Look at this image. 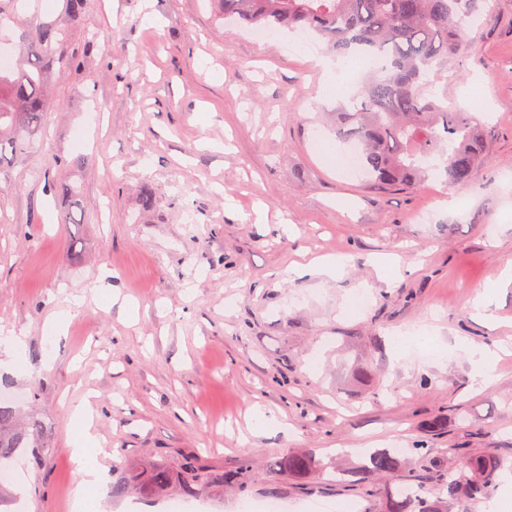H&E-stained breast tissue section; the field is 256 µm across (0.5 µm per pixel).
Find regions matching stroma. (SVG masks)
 Listing matches in <instances>:
<instances>
[{"label": "stroma", "instance_id": "obj_1", "mask_svg": "<svg viewBox=\"0 0 512 512\" xmlns=\"http://www.w3.org/2000/svg\"><path fill=\"white\" fill-rule=\"evenodd\" d=\"M45 23L86 52L0 172V394L45 445L41 466L16 460L9 512H73L83 402L110 482L98 512H168L176 492L111 490L165 451L251 461L248 497L283 512H376L346 484L365 448L398 445L411 467L420 443L452 464L493 452L512 479V0H490L448 64L449 102L487 128L461 186L345 177L332 114L361 78L326 97L324 43L284 50L283 29L255 44L215 0H88L76 25L64 0H16L0 56ZM325 255L346 257L341 278L294 273ZM490 285L492 325L471 310ZM424 326L435 356L396 351L392 330ZM467 344L498 354L486 387ZM259 410L279 426L257 428ZM291 451L324 466L309 491L270 467Z\"/></svg>", "mask_w": 512, "mask_h": 512}]
</instances>
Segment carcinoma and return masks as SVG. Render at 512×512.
<instances>
[{
  "label": "carcinoma",
  "instance_id": "carcinoma-1",
  "mask_svg": "<svg viewBox=\"0 0 512 512\" xmlns=\"http://www.w3.org/2000/svg\"><path fill=\"white\" fill-rule=\"evenodd\" d=\"M222 16L263 25L314 31L337 55L371 53L381 67L369 74L350 107L336 113L338 137L360 149L365 173L380 186L414 184L427 173L421 160L440 155L441 174L450 185L471 180L482 160L484 133L465 112L448 105V97L430 91V75L447 69L448 61L464 56L467 32L488 11V0H218ZM80 68L77 53L67 47L64 30L42 26L12 69H0V172L26 149L24 135L39 129L47 118L48 78L65 77ZM17 410L0 401V466L31 449L40 463V443L17 429ZM418 471L404 468L403 458L389 449L374 451L351 483L367 487L365 494L379 501L376 512H455L462 498L488 496L503 462L495 454L471 456L451 466L426 446ZM280 468L299 479L322 469L310 453H289ZM211 481L210 465L195 455H184L177 468L161 461L140 482L135 474L112 485V495L124 497L143 487L163 491L178 484L194 497ZM435 484L445 497L431 499L427 485ZM406 487L423 490L419 497L403 493Z\"/></svg>",
  "mask_w": 512,
  "mask_h": 512
}]
</instances>
